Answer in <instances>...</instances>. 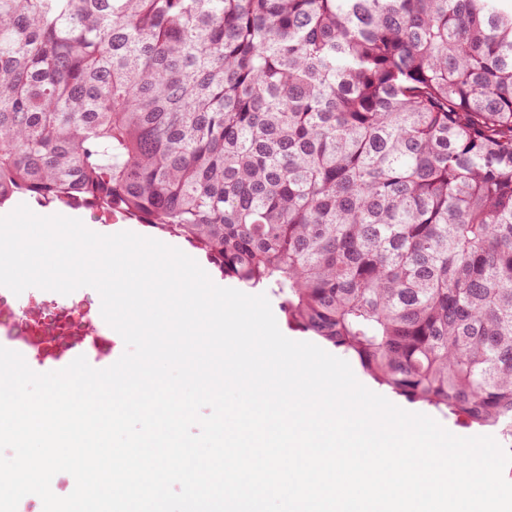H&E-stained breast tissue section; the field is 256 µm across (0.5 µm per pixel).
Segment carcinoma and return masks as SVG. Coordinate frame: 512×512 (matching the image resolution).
<instances>
[{
    "mask_svg": "<svg viewBox=\"0 0 512 512\" xmlns=\"http://www.w3.org/2000/svg\"><path fill=\"white\" fill-rule=\"evenodd\" d=\"M96 208L512 441V0H0V206Z\"/></svg>",
    "mask_w": 512,
    "mask_h": 512,
    "instance_id": "1",
    "label": "carcinoma"
}]
</instances>
